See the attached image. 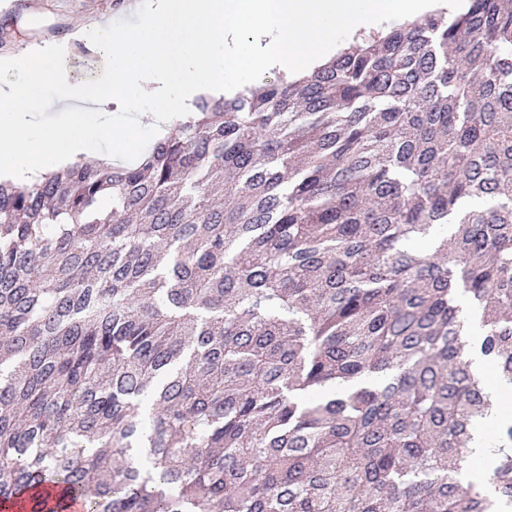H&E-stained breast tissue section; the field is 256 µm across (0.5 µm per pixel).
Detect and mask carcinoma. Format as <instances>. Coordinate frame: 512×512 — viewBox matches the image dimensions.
<instances>
[{"instance_id":"1","label":"carcinoma","mask_w":512,"mask_h":512,"mask_svg":"<svg viewBox=\"0 0 512 512\" xmlns=\"http://www.w3.org/2000/svg\"><path fill=\"white\" fill-rule=\"evenodd\" d=\"M130 163L0 181V501L502 512L465 448L512 384V0L394 25ZM345 383L328 395L322 389ZM481 330L476 324H472L468 331V340L470 350L467 360L470 362L473 374L489 383V386L496 398L494 408L485 421V425L473 433V438L468 442L470 458L478 464V469L469 471L462 476L463 482L481 481L483 471L491 469L496 457V452L491 448V443L484 434L486 425L512 422V385L505 382L498 383L496 379H489L491 366L489 362L480 354L477 349V343L480 339Z\"/></svg>"}]
</instances>
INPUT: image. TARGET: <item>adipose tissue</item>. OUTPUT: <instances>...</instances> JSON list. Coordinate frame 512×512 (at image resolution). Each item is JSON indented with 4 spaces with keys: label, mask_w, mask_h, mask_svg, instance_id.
<instances>
[{
    "label": "adipose tissue",
    "mask_w": 512,
    "mask_h": 512,
    "mask_svg": "<svg viewBox=\"0 0 512 512\" xmlns=\"http://www.w3.org/2000/svg\"><path fill=\"white\" fill-rule=\"evenodd\" d=\"M461 0H138L126 15L82 28L95 71L80 76L58 45L29 53L25 77L0 87V177L31 184L93 154L105 140L122 158L138 148L133 129L171 132L205 89H249L262 70L301 74L337 43L339 34L380 31ZM77 102L69 119L32 135L26 101L46 83ZM150 109H142L143 100ZM481 330L471 325L468 360L496 398L488 424L512 422V385L491 380L480 354Z\"/></svg>",
    "instance_id": "adipose-tissue-1"
}]
</instances>
